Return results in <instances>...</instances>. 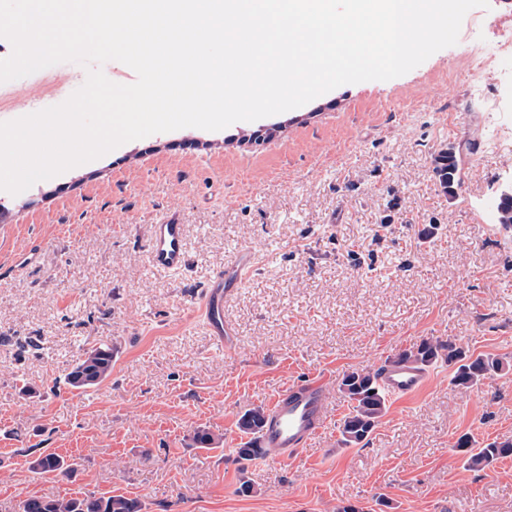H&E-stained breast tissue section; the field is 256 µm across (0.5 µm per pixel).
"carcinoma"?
<instances>
[{
	"mask_svg": "<svg viewBox=\"0 0 512 512\" xmlns=\"http://www.w3.org/2000/svg\"><path fill=\"white\" fill-rule=\"evenodd\" d=\"M434 170L440 186L448 193H454L458 159L453 149L442 150L434 158ZM497 223L512 224V194H499L496 202ZM114 352L108 344L94 345L87 349L84 357L67 376V384L73 389H86L102 384L112 373ZM438 360L455 367L453 380L461 385H478L502 374L509 364L499 357L490 355L472 356L452 342L425 340L402 351L396 357L398 362L429 366ZM339 392L349 404V412L341 426L342 441L358 444L374 430L386 411V393L380 387L377 374L352 370L344 374ZM265 419L261 406L247 410L240 418L243 432L253 436L260 432ZM458 451L462 452L473 467L487 466L491 462L512 456V441H493L482 448L472 447L467 437L459 439ZM68 468L62 457L45 452L33 462V469L39 474L61 473ZM18 512H140L139 502L123 495L90 496L85 498L32 497L23 500Z\"/></svg>",
	"mask_w": 512,
	"mask_h": 512,
	"instance_id": "1",
	"label": "carcinoma"
}]
</instances>
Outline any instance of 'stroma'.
Segmentation results:
<instances>
[{
	"mask_svg": "<svg viewBox=\"0 0 512 512\" xmlns=\"http://www.w3.org/2000/svg\"><path fill=\"white\" fill-rule=\"evenodd\" d=\"M502 20L512 0H489L457 44L405 75L220 131L133 140L18 194L0 221V512L117 494L140 512H512V457L474 469L457 450L463 436L512 440V371L466 387L437 362L417 394L388 397L358 445L341 441L339 392L346 372L424 340L512 362V231L496 222L512 136L484 135L486 101L512 119V83L485 71L478 97L467 81L468 57L492 50ZM86 78L62 62L0 83V122L24 108L18 85L56 87L57 105ZM451 145L449 195L433 159ZM171 208L188 256L177 273L148 258V226ZM31 248L37 265L13 269ZM243 248L256 267L224 302L227 353L197 300ZM100 343L116 352L111 377L70 389ZM319 374L321 433L285 460H238L240 417ZM199 429L215 445L200 447ZM46 451L69 472L36 474Z\"/></svg>",
	"mask_w": 512,
	"mask_h": 512,
	"instance_id": "obj_1",
	"label": "stroma"
}]
</instances>
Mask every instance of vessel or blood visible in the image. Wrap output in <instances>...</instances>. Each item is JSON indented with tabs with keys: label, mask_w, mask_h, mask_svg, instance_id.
I'll return each instance as SVG.
<instances>
[{
	"label": "vessel or blood",
	"mask_w": 512,
	"mask_h": 512,
	"mask_svg": "<svg viewBox=\"0 0 512 512\" xmlns=\"http://www.w3.org/2000/svg\"><path fill=\"white\" fill-rule=\"evenodd\" d=\"M149 251L154 269L174 272L185 267L184 226L177 211H167L151 225ZM254 265L252 251H237L202 289L199 309L219 348L232 347V331L224 322V299L253 271ZM379 379L389 394L408 398L425 386L428 376L413 364L388 360L380 367ZM326 387L325 379L313 377L278 391L271 400L267 424L259 433L258 446L263 455L291 456L320 433L327 417Z\"/></svg>",
	"instance_id": "1"
}]
</instances>
